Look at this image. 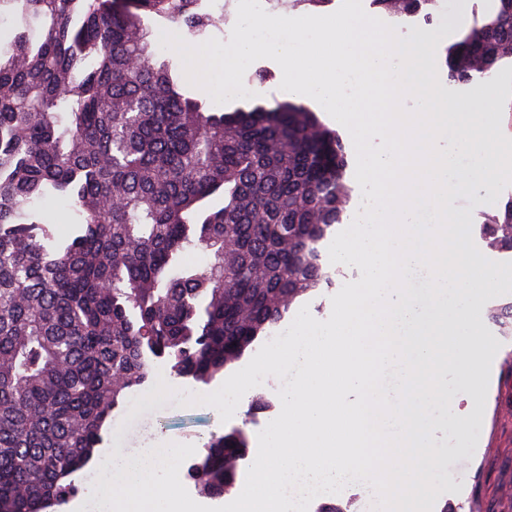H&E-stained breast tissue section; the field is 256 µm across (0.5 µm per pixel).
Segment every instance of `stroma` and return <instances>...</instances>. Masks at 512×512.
I'll return each instance as SVG.
<instances>
[{"mask_svg": "<svg viewBox=\"0 0 512 512\" xmlns=\"http://www.w3.org/2000/svg\"><path fill=\"white\" fill-rule=\"evenodd\" d=\"M492 6L491 0H440V6L431 19L414 15L402 20L397 30L407 37L413 28L439 35L441 41L436 52L438 78L443 87L456 93L460 104H467L472 90L471 82H458L448 78L445 65L446 50L459 40L460 35L450 22L455 14L483 15ZM485 120L500 126L502 133L512 138V59L503 60L494 73V82L485 94ZM492 191H483L476 198L458 195L452 197L451 206L471 211L475 228L472 238L484 256L497 262L512 260V255L488 249L479 226L484 214L494 213ZM361 271L355 266H342L341 274L331 284L322 285L299 298L291 311L269 331L277 336L286 331L301 308H308L318 320L328 319L331 298L345 283L357 281ZM493 299L476 302L473 312L479 318L491 348L479 360V371L472 382L488 389L484 409L473 413L470 403L461 402L459 410L468 429L457 434L448 425V416L442 410L431 413L435 428L433 445L440 451V464L435 468L436 485L443 492L433 512H512V339L501 336L491 321L489 311ZM449 388H465L470 380L458 371H449ZM225 381L217 376L207 384L176 376L169 364L156 360L152 375L144 385L129 392L121 408L112 414V421L99 448L101 456L119 449L135 455L152 447L158 440L182 442L203 451L213 434H224L235 429L244 430L249 440L250 454L258 452V434L281 411L278 391L281 382L271 378L241 405L229 421H221L216 409L206 405L184 406L188 393L205 394L217 390Z\"/></svg>", "mask_w": 512, "mask_h": 512, "instance_id": "stroma-1", "label": "stroma"}]
</instances>
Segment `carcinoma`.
<instances>
[{
    "label": "carcinoma",
    "mask_w": 512,
    "mask_h": 512,
    "mask_svg": "<svg viewBox=\"0 0 512 512\" xmlns=\"http://www.w3.org/2000/svg\"><path fill=\"white\" fill-rule=\"evenodd\" d=\"M492 2L465 19L448 78L512 58V0ZM372 3L390 17L437 7ZM6 11L21 25L0 52V512H44L75 494L154 360L207 384L333 282L320 245L351 188L339 136L305 106L224 113L173 61L153 62L144 19L196 34L214 23L197 0H0ZM56 198L73 212L61 231L38 206ZM481 229L512 252V195ZM189 248L213 261L177 269ZM490 318L512 338V298ZM206 449L190 478L232 492L247 442L214 435Z\"/></svg>",
    "instance_id": "carcinoma-1"
}]
</instances>
